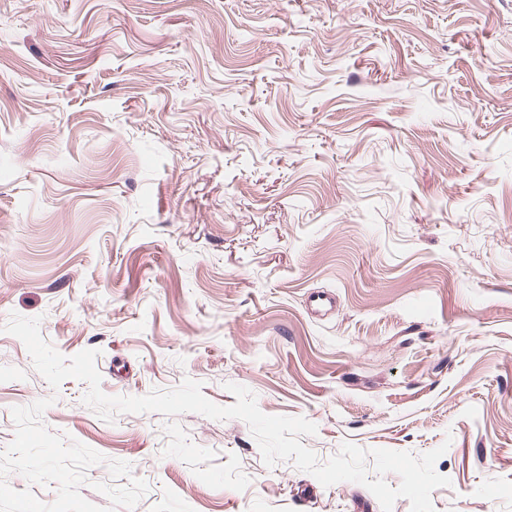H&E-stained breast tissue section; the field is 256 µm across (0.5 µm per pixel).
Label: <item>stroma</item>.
I'll return each instance as SVG.
<instances>
[{"instance_id":"obj_1","label":"stroma","mask_w":512,"mask_h":512,"mask_svg":"<svg viewBox=\"0 0 512 512\" xmlns=\"http://www.w3.org/2000/svg\"><path fill=\"white\" fill-rule=\"evenodd\" d=\"M14 314L512 512V0H0V512H382L240 419L102 420Z\"/></svg>"}]
</instances>
